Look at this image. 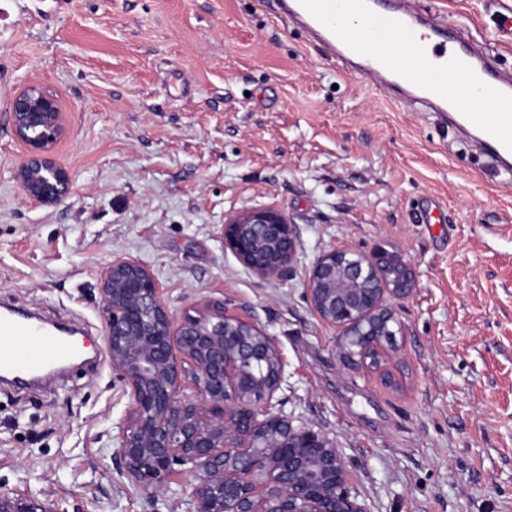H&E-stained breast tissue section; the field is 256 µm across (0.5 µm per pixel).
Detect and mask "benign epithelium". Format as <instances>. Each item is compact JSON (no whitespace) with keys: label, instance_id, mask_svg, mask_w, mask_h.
Masks as SVG:
<instances>
[{"label":"benign epithelium","instance_id":"benign-epithelium-1","mask_svg":"<svg viewBox=\"0 0 512 512\" xmlns=\"http://www.w3.org/2000/svg\"><path fill=\"white\" fill-rule=\"evenodd\" d=\"M9 109L25 149L23 191L40 203L63 201L72 180L53 158L67 129L56 98L31 86ZM298 245L293 222L279 209H244L225 219L224 248L261 277L283 275ZM415 286L412 264L400 253L334 249L314 264L307 294L317 316L340 329L339 358L380 370L396 335L391 302ZM98 294L112 370L131 400L116 460L147 498L189 473V512H361L334 442L273 410L285 363L262 327L212 300L174 318L159 281L131 257L101 270ZM0 512L65 510L49 498L0 491Z\"/></svg>","mask_w":512,"mask_h":512}]
</instances>
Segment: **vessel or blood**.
I'll list each match as a JSON object with an SVG mask.
<instances>
[{
	"mask_svg": "<svg viewBox=\"0 0 512 512\" xmlns=\"http://www.w3.org/2000/svg\"><path fill=\"white\" fill-rule=\"evenodd\" d=\"M279 10L307 19L329 50L367 58L373 77L390 78L430 110L452 114L459 127L478 135L489 164L512 171V78L502 77L465 40H453L443 54L433 49L438 29L425 28L408 0L396 6L390 0H281ZM477 98L490 111H473ZM73 352L67 339L37 321L0 314L1 371L34 372Z\"/></svg>",
	"mask_w": 512,
	"mask_h": 512,
	"instance_id": "1",
	"label": "vessel or blood"
}]
</instances>
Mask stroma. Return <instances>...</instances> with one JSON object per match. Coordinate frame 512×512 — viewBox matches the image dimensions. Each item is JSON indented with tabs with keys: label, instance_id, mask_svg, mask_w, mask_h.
Segmentation results:
<instances>
[{
	"label": "stroma",
	"instance_id": "35a3bbf8",
	"mask_svg": "<svg viewBox=\"0 0 512 512\" xmlns=\"http://www.w3.org/2000/svg\"><path fill=\"white\" fill-rule=\"evenodd\" d=\"M512 71V0H416ZM37 85L67 134L72 192L21 189L11 99ZM276 207L292 268L264 278L225 251V219ZM410 260L395 302L392 382L342 361L314 312L324 253ZM121 257L160 282L174 317L207 299L254 322L286 367L277 411L326 434L364 512H512V185L421 105L345 69L275 0H0V300L84 324L95 368L0 384V491L64 512H186L191 477L145 494L115 456L130 408L99 313Z\"/></svg>",
	"mask_w": 512,
	"mask_h": 512
}]
</instances>
